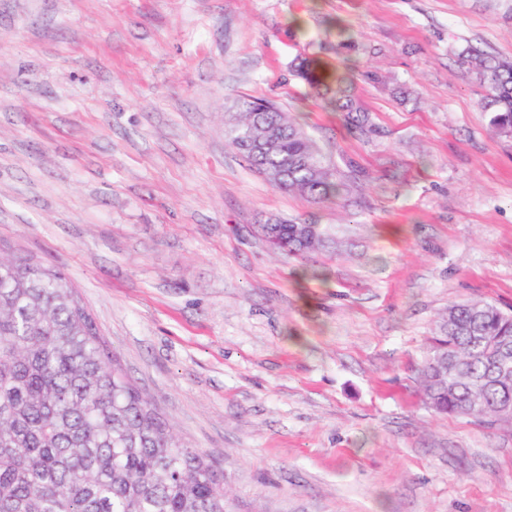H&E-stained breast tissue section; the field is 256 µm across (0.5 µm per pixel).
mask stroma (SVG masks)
<instances>
[{"label":"stroma","mask_w":512,"mask_h":512,"mask_svg":"<svg viewBox=\"0 0 512 512\" xmlns=\"http://www.w3.org/2000/svg\"><path fill=\"white\" fill-rule=\"evenodd\" d=\"M471 46L512 60V0H0V251L78 288L228 512H512V428L435 415L418 382L449 305L512 307V137ZM300 57L350 78L366 132ZM249 96L342 198L248 166ZM279 218L333 247L275 253ZM320 61L318 59H301L295 68L301 77L306 81L311 90L321 98L329 96L335 100L336 105L342 112H347V117L360 130H366L369 126V117L367 111L358 104L354 97L349 94L347 87L343 86V79H336V87L333 88L325 80L319 77L318 68ZM355 114V115H354Z\"/></svg>","instance_id":"35a3bbf8"}]
</instances>
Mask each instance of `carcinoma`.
Listing matches in <instances>:
<instances>
[{"label":"carcinoma","instance_id":"1","mask_svg":"<svg viewBox=\"0 0 512 512\" xmlns=\"http://www.w3.org/2000/svg\"><path fill=\"white\" fill-rule=\"evenodd\" d=\"M484 88L494 131L512 136V61L467 52ZM320 61L297 72L335 100L360 130L366 110ZM260 127L270 147L257 158L238 128ZM232 146L277 189L314 202L336 198L339 173L312 139L267 100L245 97L229 127ZM271 244L300 255L325 244L317 224L277 221ZM512 346V312L457 304L436 325L420 368L423 399L437 414L507 424L512 375L495 374L490 352ZM0 512H224V476L184 446L124 368L66 276L25 258L0 257Z\"/></svg>","mask_w":512,"mask_h":512}]
</instances>
